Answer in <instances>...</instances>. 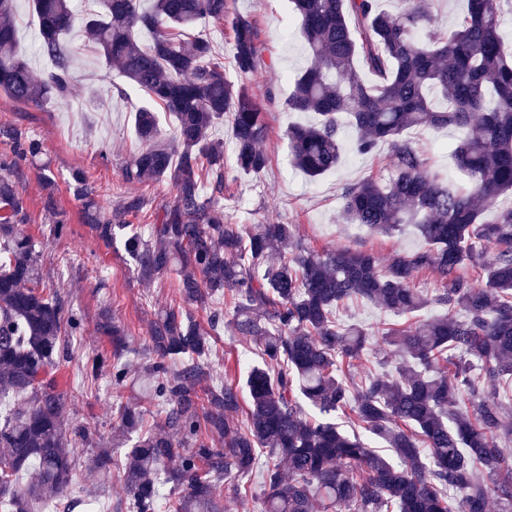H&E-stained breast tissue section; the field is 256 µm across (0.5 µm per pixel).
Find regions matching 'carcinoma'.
Wrapping results in <instances>:
<instances>
[{
    "mask_svg": "<svg viewBox=\"0 0 512 512\" xmlns=\"http://www.w3.org/2000/svg\"><path fill=\"white\" fill-rule=\"evenodd\" d=\"M95 2V10L78 14L71 0H28L37 51L52 64L39 76L20 42V4L0 0V94L36 106L66 97L77 29L98 62L116 66L149 96L152 105L134 115L142 149L123 175L128 182L168 181L173 201L147 238L112 223L89 195L87 216L101 240L123 235L144 284L177 266L180 300L209 310L212 330L222 325L250 337L264 361L246 377L248 410L240 420L237 386L198 393L209 333L180 306L156 315L145 399L162 421L146 426L139 401L118 406L113 438L126 447V499L116 512H224V482L250 473L262 453L260 512H488L492 499L512 505V459L501 445L512 435V406L480 393L484 385L512 382V207L492 223L483 220L512 196V52L498 0H466L449 27L433 0H401L396 12L378 0H291L308 61L287 107L319 116L288 127L292 163L311 178L336 170L347 128L362 155L388 147V174L345 186L341 208L347 224L389 235L410 225L425 241L385 265L370 252L308 249L293 224L248 227L224 215V142L213 137L224 113L233 118L235 171L258 178L269 164L265 108L246 85L227 78L206 34L185 37L206 20L224 23L228 0ZM233 32L236 70L251 74L254 25L238 16ZM363 69L372 82L363 80ZM433 92L447 106L437 108ZM159 109L176 120L170 140L161 136ZM443 126L458 130L453 155L464 184L431 172L405 137L410 129ZM2 209L0 400L7 404L0 408V512H72L76 440L89 441L92 432L81 426L68 437L65 394L43 375L65 354L66 337L81 335L84 325L42 286L36 244L16 223L22 199L1 175ZM468 264L481 271L480 284L461 276ZM430 272L440 282L431 297L415 287ZM223 297L229 318L219 306ZM350 300L398 315L432 304L445 312L385 329L392 369L355 387L342 366L364 354L371 333L339 323L337 309ZM98 330L112 337V359L89 358L85 378L97 381L108 365L112 387L123 389L126 334L107 314ZM346 409L397 461L339 430L336 413ZM109 454L99 448L91 458L104 478Z\"/></svg>",
    "mask_w": 512,
    "mask_h": 512,
    "instance_id": "cac0c4a2",
    "label": "carcinoma"
}]
</instances>
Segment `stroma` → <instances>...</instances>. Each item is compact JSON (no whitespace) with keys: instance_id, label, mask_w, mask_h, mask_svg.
I'll list each match as a JSON object with an SVG mask.
<instances>
[{"instance_id":"35a3bbf8","label":"stroma","mask_w":512,"mask_h":512,"mask_svg":"<svg viewBox=\"0 0 512 512\" xmlns=\"http://www.w3.org/2000/svg\"><path fill=\"white\" fill-rule=\"evenodd\" d=\"M237 16L254 22L261 56L258 69L245 77L236 71L230 54L232 22ZM204 30L216 54L224 60L228 79L246 84L267 111L264 148L271 163L261 178L239 175L230 182L222 204L233 223L293 224L304 247L319 252L337 248L368 251L382 261L394 252L423 247L422 238L410 226L403 232L384 235L341 220L344 186L386 173L387 146H380L373 156L346 150L342 165L317 179L291 165L286 130L292 124L313 122L315 116L286 108L293 79L307 62L290 0H229L228 17L220 24H205ZM71 43L76 60L68 98L34 106L0 96V155L12 153L20 138L40 141L43 146L39 157L19 161L7 177L23 200L21 217L27 231L39 243L44 284L56 289L84 322L82 335L69 346L68 358L50 368L48 375L66 395L69 426L93 424L96 440L108 442L116 425V397L130 399L136 392L128 388L116 393L104 375L92 386L84 379L82 366L88 357L111 349L109 338L97 329L99 314L103 308H110L113 320L126 327L131 346L126 355L130 377L139 379L149 346V321L158 310L178 305L179 276L172 269L153 287H145L122 239L108 245L92 231L84 211L83 192L92 190L116 223L121 220L118 209L127 198L143 197L147 205L135 218L139 224L158 223L173 192L165 181L125 180L123 166L141 148L134 131V114L146 97L118 76H106L95 57L83 50L80 35H73ZM89 87L100 98L98 108H90L85 100L84 91ZM407 137L432 171L463 180L452 156L457 140L454 128L411 130ZM79 172L85 174L86 183L76 181ZM58 221L70 228L62 239L50 232L51 225ZM256 361L248 341L219 331L208 361L210 381L244 384L249 366ZM122 460V450H114L111 474L104 480L92 474L87 464L77 463L74 485L101 493L96 512H109L111 504L124 498Z\"/></svg>"}]
</instances>
